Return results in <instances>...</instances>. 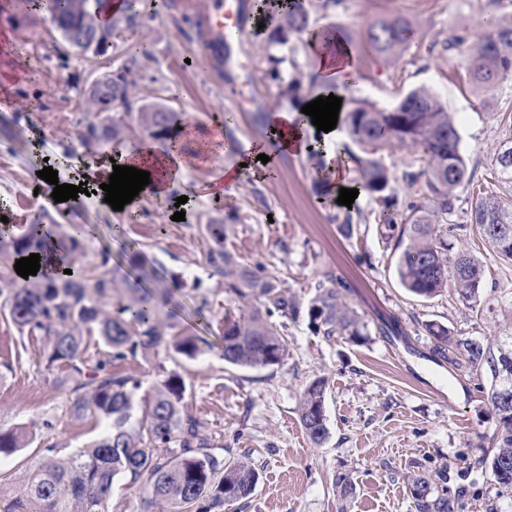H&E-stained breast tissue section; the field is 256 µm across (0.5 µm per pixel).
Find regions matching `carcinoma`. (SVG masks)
Returning <instances> with one entry per match:
<instances>
[{"label":"carcinoma","instance_id":"carcinoma-1","mask_svg":"<svg viewBox=\"0 0 512 512\" xmlns=\"http://www.w3.org/2000/svg\"><path fill=\"white\" fill-rule=\"evenodd\" d=\"M101 0H17L26 10L37 3L52 15L56 29L72 47L82 45L87 32L98 25ZM307 35L308 41L333 48L334 30H312L302 0H292L281 13L273 37ZM346 46L347 35L340 34ZM417 30L401 17L375 21L364 39L365 52L385 58L408 48ZM511 75H505V72ZM466 77L474 89L491 91L505 78L512 79V16L491 15L483 35L467 57ZM133 80L129 70L112 73V100L120 112L101 111L95 92L87 96L80 122V144L89 152L112 142L119 144L136 120L141 137L168 142L180 113L160 105L133 112ZM344 100V124L350 139L364 147L420 149L426 167L424 180L411 175L405 210H400L390 188L389 171L377 160L350 156L358 169L360 188L380 202L378 223L388 227V237L399 250L397 270L401 284L411 293L430 299L453 285L460 297L471 300L482 287L485 271L465 249L448 243L447 229L437 219L453 214L457 193H472L471 223L504 259L512 261V198L475 190L467 163L460 152L454 116L427 87L410 90L390 107L356 97L352 85L323 89ZM494 178L512 186V140L500 144L495 156ZM214 242L207 254L218 287L241 303V314L224 317V360L241 367L265 369L281 364L288 355L285 320L297 316L302 303L288 295L281 272L261 263H248L224 246L222 224H207ZM84 230L79 224L54 226L39 213L17 234L10 223L0 224V255L13 260L40 254L41 268L20 282L13 268L0 269V311L12 324L31 336H45L51 345L50 363L67 371L64 385L84 375L90 345H103L112 362L160 361L175 354L194 357L201 351L200 337L178 328L175 313L165 309L176 291L184 287L174 274L158 275L141 267L139 280H119L109 264L112 254L102 253L92 268L68 275L82 253ZM349 288L338 277L327 275L316 285L307 305L312 325L327 337L359 336V317L345 301ZM433 338V353L460 373L487 369L488 392L497 415L492 436L496 452L483 459L495 483L512 491V381L506 382L503 364L512 367V336L496 342L454 339L448 328L425 325ZM141 387L135 375L108 370L100 360L87 381L77 384L74 411L104 422L106 430L87 447L72 455L50 457L30 470L8 512H106L114 482L143 486L148 497L144 512H212L226 503H243L253 493L258 473L251 462L232 461L211 452L208 435L187 413L185 384L170 373L137 396ZM326 383L315 379L303 390L299 402L301 426L315 445L325 440ZM28 445L23 431L0 433V453ZM415 512H453L446 489H438L426 476L409 478ZM336 495L345 500L354 490L347 473L336 474ZM203 501L206 508L199 507Z\"/></svg>","mask_w":512,"mask_h":512}]
</instances>
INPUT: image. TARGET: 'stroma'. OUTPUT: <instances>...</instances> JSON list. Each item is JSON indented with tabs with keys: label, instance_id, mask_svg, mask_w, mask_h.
Listing matches in <instances>:
<instances>
[{
	"label": "stroma",
	"instance_id": "1",
	"mask_svg": "<svg viewBox=\"0 0 512 512\" xmlns=\"http://www.w3.org/2000/svg\"><path fill=\"white\" fill-rule=\"evenodd\" d=\"M238 2L239 63L215 68L202 66L197 39L178 10L141 6L136 24L120 25L107 53L96 56L71 48L44 12L19 15L14 0H0V213L16 222L44 210L58 223L68 222L65 205L35 195L37 173L48 159L73 172L86 158L78 121L87 86L116 69H129L141 104L180 112L181 126H203L222 112H235L237 121L224 134L229 152L188 166V185L210 183L236 163L238 144L253 141L266 144L273 177L244 172L220 200L189 195L180 222L172 219L173 200L147 197L136 204L137 220L124 226L148 259L181 275L179 326L208 342L196 357L178 356L161 366L131 363L128 371L145 391L164 372L180 375L189 392L187 411L216 453L230 459L249 454L258 472L244 510L227 505L220 512H415L408 478L424 473L440 474L455 512H512V492L500 491L480 464L494 453L497 427L484 392L489 378L452 372L433 356L425 330L437 323L458 339L512 336V262L471 224V197L463 191L455 202L451 241L484 267L477 298L462 300L450 287L423 299L403 288L393 243L375 218L374 196L361 194L352 207H343L306 152L269 146L275 111L290 107L279 83L309 75L310 50L294 34L283 44L269 40L274 22L263 14L266 0ZM490 12L512 14V0H343L336 10L312 16L349 37L358 66L355 96L392 106L409 90L429 87L457 118L474 184L497 193L495 153L512 139V81L491 92L463 88L460 81L470 47L482 35L481 19ZM386 16L404 18L420 37L406 51L375 61L361 44L367 27ZM451 28L465 30L468 45L443 50L439 34ZM272 57L279 61L276 80L268 71ZM375 157L388 169L393 193L405 198L403 175L424 168L422 151L384 148ZM80 202L89 226L80 264L94 265L108 251L113 269L131 272L132 261L113 239L117 216L99 196L84 195ZM349 209L362 219L348 236L331 218ZM212 217L226 227V247L278 268L301 303L313 297L324 273L342 277L351 287L346 301L362 319L360 336L316 333L303 311L287 322L288 355L280 366L246 370L226 363L220 331L225 316H237L239 307L219 290L206 260L212 242L203 226ZM203 296L210 306L200 316L196 306ZM388 319L398 337L379 334V324ZM48 354L44 337L20 332L0 314V432L22 429L30 438L27 447L0 454V512L50 451L74 453L103 430L74 412L73 395L57 385L59 368L49 364ZM317 378L327 381L328 435L319 445L310 442L298 417L300 396ZM340 472L355 483L344 501L333 484Z\"/></svg>",
	"mask_w": 512,
	"mask_h": 512
}]
</instances>
